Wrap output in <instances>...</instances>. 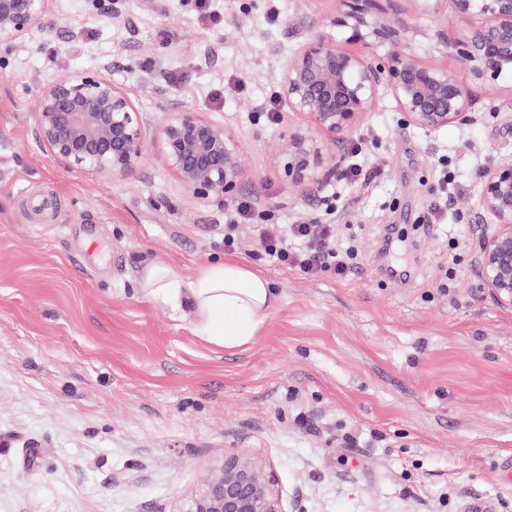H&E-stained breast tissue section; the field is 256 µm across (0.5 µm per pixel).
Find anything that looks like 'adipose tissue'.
Masks as SVG:
<instances>
[{
    "label": "adipose tissue",
    "instance_id": "adipose-tissue-1",
    "mask_svg": "<svg viewBox=\"0 0 512 512\" xmlns=\"http://www.w3.org/2000/svg\"><path fill=\"white\" fill-rule=\"evenodd\" d=\"M142 284L152 300L188 307L196 332L227 351L253 341L277 303L266 276L231 260L210 263L190 279L171 266L150 264Z\"/></svg>",
    "mask_w": 512,
    "mask_h": 512
}]
</instances>
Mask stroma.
<instances>
[{"mask_svg": "<svg viewBox=\"0 0 512 512\" xmlns=\"http://www.w3.org/2000/svg\"><path fill=\"white\" fill-rule=\"evenodd\" d=\"M338 9L224 0L216 27L197 0H47L49 29L0 39V512H193L234 453L267 465L286 512H512L494 465L512 456V308L490 298L471 233L482 173L512 153L494 114L512 88L455 62L477 122L422 130L385 95L343 146L371 155L372 183L288 181V132L310 121L289 112L280 70ZM102 64L148 126L125 180L64 168L33 134L37 85ZM177 106L237 130L238 199L281 224L339 225L359 267L276 266L244 225L225 249L230 205L165 163L158 128ZM443 195L450 240L430 215ZM389 225L411 246L405 279L384 271ZM219 258L279 297L232 352L141 284L148 264L190 278Z\"/></svg>", "mask_w": 512, "mask_h": 512, "instance_id": "35a3bbf8", "label": "stroma"}]
</instances>
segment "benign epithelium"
I'll return each instance as SVG.
<instances>
[{
	"mask_svg": "<svg viewBox=\"0 0 512 512\" xmlns=\"http://www.w3.org/2000/svg\"><path fill=\"white\" fill-rule=\"evenodd\" d=\"M330 24L358 46L336 47L330 35L301 41L280 72L288 107L309 118L313 131L288 132V178L329 183L343 171L346 157L332 152L360 130L381 94L391 95L407 123L427 131L477 118L473 99L450 60L473 63L477 81L512 87V0H439L450 4L448 18L470 26L454 40L437 29L428 38L424 60L402 46L415 28L397 15L419 0H339ZM48 27L46 0H0V37L22 40ZM35 139L61 163L88 174L117 179L133 176L146 140L140 112L128 89L115 84L105 64L94 72L74 71L35 91ZM158 134L165 162L196 198L222 205L236 197L248 157L234 130L186 107L168 110ZM477 266L493 301L512 308V153L499 157L482 175L478 191ZM194 512H285L266 467L247 456L231 455L208 479Z\"/></svg>",
	"mask_w": 512,
	"mask_h": 512,
	"instance_id": "1",
	"label": "benign epithelium"
}]
</instances>
